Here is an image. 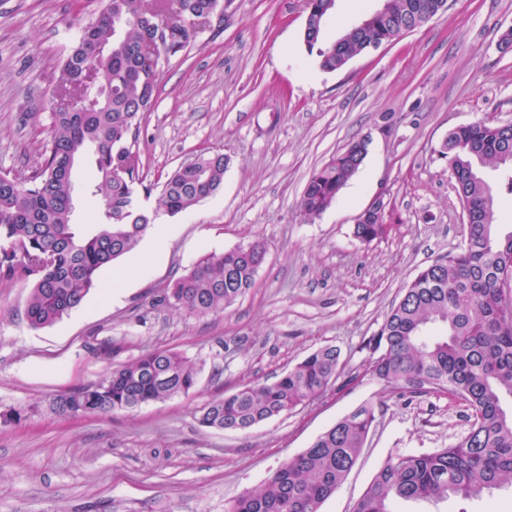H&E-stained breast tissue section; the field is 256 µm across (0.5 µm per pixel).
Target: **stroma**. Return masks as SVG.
Instances as JSON below:
<instances>
[{
    "instance_id": "stroma-1",
    "label": "stroma",
    "mask_w": 512,
    "mask_h": 512,
    "mask_svg": "<svg viewBox=\"0 0 512 512\" xmlns=\"http://www.w3.org/2000/svg\"><path fill=\"white\" fill-rule=\"evenodd\" d=\"M98 0H0V173L28 176L52 144V96L71 45V22ZM305 0H231L220 35L200 33L162 68L159 96L136 147L143 198L153 208L182 163L220 151L224 185L157 223L102 269L83 303L53 325L24 316L27 284L0 278V512H224L364 403L376 422L322 512H352L390 454H426L469 428L460 399L395 397L362 377L368 339L402 288L462 239L463 211L438 149L478 119L512 121V0H447L446 10L400 40L322 71L303 43ZM369 152L336 203L305 219L312 173L360 138ZM388 201L387 229L357 239V215ZM254 240L265 261L253 288L224 310L189 316L162 304L194 262ZM117 343L97 355L102 340ZM336 347L353 383L247 432L202 426V409L274 378L312 351ZM194 360L189 394L69 419L51 398L100 380L154 350ZM393 512H512V490L469 500L398 501Z\"/></svg>"
}]
</instances>
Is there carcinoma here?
<instances>
[{
	"mask_svg": "<svg viewBox=\"0 0 512 512\" xmlns=\"http://www.w3.org/2000/svg\"><path fill=\"white\" fill-rule=\"evenodd\" d=\"M226 0H101L94 20L81 27L65 57L57 87L52 146L22 180L0 174V274L31 282L25 317L35 328L51 325L78 307L95 287L101 269L131 251L157 212H184L223 185L228 157L216 152L178 167L165 181L156 211L137 197L142 161L135 148L144 114L159 93L162 60L183 52L197 35L194 18L224 13ZM446 0H385L383 13L360 30L352 25L336 40H324L335 0H305L310 12L303 42L325 72L418 28L416 20L444 11ZM161 17L170 42L150 48ZM111 47L109 55L100 48ZM92 152L95 184L102 195L94 227L80 232L71 201L76 171L67 158ZM364 139L315 172L300 208L307 218L329 209L361 169ZM465 216L457 250L422 268L405 286L367 346L377 356L362 376L400 398L448 392L470 410V426L456 443L429 454L395 453L377 472L353 512H392L397 499L471 497L512 485V231L496 222L512 200V175L494 192L482 172L512 171V122L477 120L449 131L438 151ZM386 231V209L371 211L354 235L372 241ZM266 255L259 241L196 261L168 288L163 301L189 315L205 316L232 305L255 282ZM438 323L443 334L427 337ZM198 365L182 353L155 350L108 376L56 395L51 410L67 417L129 410L161 402L194 388ZM342 375L340 352L322 347L272 382L245 386L205 406L202 425L247 431L322 396ZM376 420L363 405L320 434L301 454L285 461L258 488L225 512H322L361 455Z\"/></svg>",
	"mask_w": 512,
	"mask_h": 512,
	"instance_id": "carcinoma-1",
	"label": "carcinoma"
}]
</instances>
